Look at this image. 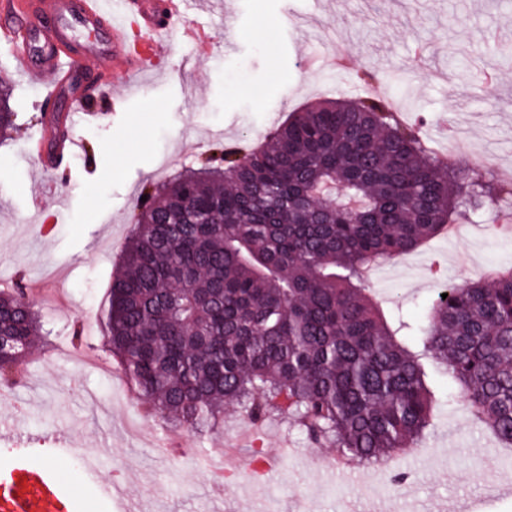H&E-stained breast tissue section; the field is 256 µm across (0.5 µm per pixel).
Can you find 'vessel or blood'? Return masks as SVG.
Returning a JSON list of instances; mask_svg holds the SVG:
<instances>
[{
	"instance_id": "1",
	"label": "vessel or blood",
	"mask_w": 512,
	"mask_h": 512,
	"mask_svg": "<svg viewBox=\"0 0 512 512\" xmlns=\"http://www.w3.org/2000/svg\"><path fill=\"white\" fill-rule=\"evenodd\" d=\"M185 0H123L116 20L101 0H0V40L10 43L29 82L47 83L43 105L54 111L63 90L73 88L70 123L93 115L84 99L107 98L116 68L128 77L146 70L167 46L171 22ZM74 136H60L51 154L42 140L32 149L53 173L77 151ZM0 512H77L76 498L54 469L22 455L0 466Z\"/></svg>"
}]
</instances>
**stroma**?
I'll return each mask as SVG.
<instances>
[{"label":"stroma","instance_id":"1","mask_svg":"<svg viewBox=\"0 0 512 512\" xmlns=\"http://www.w3.org/2000/svg\"><path fill=\"white\" fill-rule=\"evenodd\" d=\"M189 0L175 22L167 53L154 72L128 91L123 72L112 77L116 110L74 128L81 144L70 159L71 177L56 180L30 155L31 138L46 135L43 92L29 84L23 64L0 44V77L15 90L21 130L0 139V280L28 286L43 314L44 342L32 348L24 384L0 400V422L23 409L20 435L0 439V459L19 452L63 469L83 492L89 512H111L96 490L114 468L126 472L129 495L148 512H411L415 502L432 512L472 503L478 512H512V463L506 448L471 420L463 402L437 401L419 440L421 455L394 454L348 467L329 448L312 447L273 418L259 432L263 448L288 444L269 474L249 484L225 481L215 489L203 465L246 424L237 409L224 426L182 447L163 442L171 426L144 416L142 403L119 372L97 366L105 351L99 317L112 272L123 255L130 214L146 180L214 151L216 144L250 147L289 112L320 98L355 97L367 88L356 71L377 73L374 92L402 106L407 121H422L438 154L449 147L481 160L474 176L512 167V0ZM200 28L208 55L183 39ZM349 53L352 68L323 65L334 51ZM488 230L478 249L442 237L413 253L416 268L372 283L384 310L424 317L442 282L476 277L479 268L512 266V237L496 235L512 208L480 215ZM87 326L81 349L67 336ZM100 454L88 466L79 451Z\"/></svg>","mask_w":512,"mask_h":512}]
</instances>
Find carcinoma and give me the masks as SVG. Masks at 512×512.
Segmentation results:
<instances>
[{
    "label": "carcinoma",
    "instance_id": "1",
    "mask_svg": "<svg viewBox=\"0 0 512 512\" xmlns=\"http://www.w3.org/2000/svg\"><path fill=\"white\" fill-rule=\"evenodd\" d=\"M13 99L0 82V138L17 129ZM323 185L363 206L336 208L315 196ZM140 195L102 322L148 416L195 435L232 403L251 424L280 417L365 464L430 425L432 363L512 447V267L450 284L424 320L395 325L361 280L445 225L511 203L512 184L437 159L388 99L313 102L251 151L226 145ZM41 335L25 289L0 291V392L23 382Z\"/></svg>",
    "mask_w": 512,
    "mask_h": 512
}]
</instances>
